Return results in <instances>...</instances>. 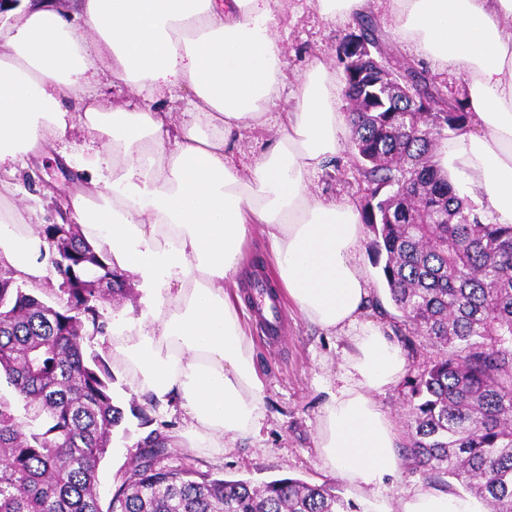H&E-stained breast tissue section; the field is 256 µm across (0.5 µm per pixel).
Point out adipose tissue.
<instances>
[{
    "instance_id": "obj_1",
    "label": "adipose tissue",
    "mask_w": 512,
    "mask_h": 512,
    "mask_svg": "<svg viewBox=\"0 0 512 512\" xmlns=\"http://www.w3.org/2000/svg\"><path fill=\"white\" fill-rule=\"evenodd\" d=\"M283 0H5L14 25L0 30V169L41 153L67 134L63 99L102 70L147 97L193 92L204 128L175 126L164 109L89 97L86 126L106 153L81 158L74 221L114 269L147 294L135 322L103 343L134 389L190 419L192 447L223 453L265 418L252 342L227 289L241 247L260 234L274 257L276 286L326 333H353L340 387L319 419L327 466L366 492L393 475L396 434L372 399L404 365L400 348L358 321L369 298L356 259L363 226L350 202L317 196L312 178L350 129L332 72L321 59L289 78L276 17ZM387 5L392 36L440 69L463 75L471 129L441 141L436 160L450 182L487 205L491 223L512 224V0H317L333 23ZM277 138L239 167L226 145L265 125ZM39 240L18 209L0 212V264L29 284L51 275ZM401 512H480L469 499L426 489Z\"/></svg>"
}]
</instances>
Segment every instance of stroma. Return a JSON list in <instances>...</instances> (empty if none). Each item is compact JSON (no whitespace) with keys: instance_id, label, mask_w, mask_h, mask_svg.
I'll return each instance as SVG.
<instances>
[{"instance_id":"stroma-1","label":"stroma","mask_w":512,"mask_h":512,"mask_svg":"<svg viewBox=\"0 0 512 512\" xmlns=\"http://www.w3.org/2000/svg\"><path fill=\"white\" fill-rule=\"evenodd\" d=\"M280 33L286 44L289 76L302 74L317 58L330 64L334 73H341L336 47L339 38L357 32L355 18L347 17L328 24L317 13L316 0H284L279 16ZM71 127L64 143L40 156L28 157L25 167L13 179V192L7 198L10 206L27 217L33 230L58 218L59 207L80 187L73 161L81 156L104 150V142L87 129L79 118L76 101L63 104ZM72 156V163H62L61 154ZM313 191L320 197L363 203L364 195L352 166V148L343 150L327 162L313 180ZM245 277L238 294L243 303H251L253 280L258 275H271L273 258L261 236L246 240L242 247ZM357 259L369 281L372 298L361 316L362 323L392 334L400 314L392 304L378 267L372 262L367 247H360ZM281 332L276 341H269L264 327L252 311H245L243 321L253 344L258 374L263 381L265 418L258 436L238 439L225 448L223 455L212 456L205 451H190L182 446V435L190 419L183 412L157 409L156 414L170 421L172 442L163 461L164 466L194 464L217 478L244 479L258 485L273 479L292 477L312 485L334 483L340 495L356 503L362 512H400L402 502L429 483L422 470L408 454H401L395 476L386 478L379 494L364 495L345 480L337 479L325 464L316 446L319 418L329 393L340 386L347 358L352 351L350 337L331 336L306 322L286 296H279ZM404 366L397 381L373 393L377 406L390 419L400 444L408 442V387L410 377L422 370L436 356L437 350L428 339L415 337L413 344L402 345ZM114 400L127 415L114 429L111 451L99 470L101 495L110 498L115 490L114 476L126 459L135 454L147 431L130 415L131 405L140 404L120 365H113Z\"/></svg>"}]
</instances>
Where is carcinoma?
Wrapping results in <instances>:
<instances>
[{"label": "carcinoma", "instance_id": "carcinoma-1", "mask_svg": "<svg viewBox=\"0 0 512 512\" xmlns=\"http://www.w3.org/2000/svg\"><path fill=\"white\" fill-rule=\"evenodd\" d=\"M360 34L388 67L422 87L433 112H395L387 94L344 64L352 115L353 162L364 185L361 222L368 249L402 322L439 347L409 380L408 452L428 478L512 512V225L481 220L433 161L435 146L465 131L464 100L450 98L417 64L397 55L365 15ZM49 256L65 258L58 287L39 293L0 268V512H355L334 484L293 478L261 485L214 478L194 467L159 466L169 424L156 403L131 408L150 428L140 451L116 472L102 506L99 469L112 430L124 421L114 403L108 352L89 350L108 331L101 303L123 294L118 271L97 259L77 224H47ZM24 409L26 416L19 415Z\"/></svg>", "mask_w": 512, "mask_h": 512}]
</instances>
